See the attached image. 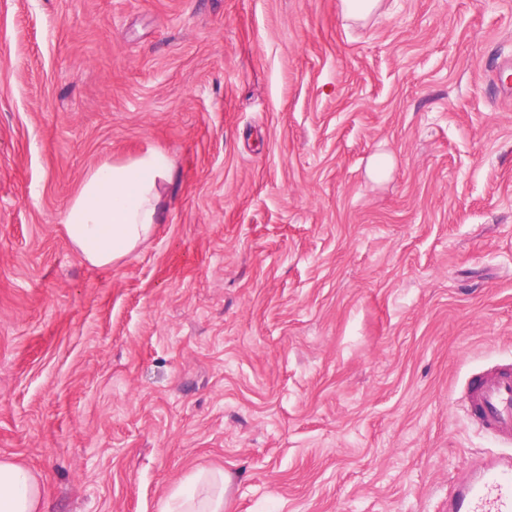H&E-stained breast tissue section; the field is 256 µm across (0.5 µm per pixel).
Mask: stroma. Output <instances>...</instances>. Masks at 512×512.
<instances>
[{
	"mask_svg": "<svg viewBox=\"0 0 512 512\" xmlns=\"http://www.w3.org/2000/svg\"><path fill=\"white\" fill-rule=\"evenodd\" d=\"M173 159L109 267L84 176ZM394 159L390 177L369 160ZM512 363V0H0V458L47 512H447L512 454L466 379ZM347 17L354 20H366L377 11L382 0H342ZM176 506L163 512H223L224 471H201L195 481L179 489Z\"/></svg>",
	"mask_w": 512,
	"mask_h": 512,
	"instance_id": "obj_1",
	"label": "stroma"
}]
</instances>
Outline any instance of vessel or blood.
Segmentation results:
<instances>
[{
	"label": "vessel or blood",
	"instance_id": "obj_1",
	"mask_svg": "<svg viewBox=\"0 0 512 512\" xmlns=\"http://www.w3.org/2000/svg\"><path fill=\"white\" fill-rule=\"evenodd\" d=\"M466 410L482 432L512 443V364L475 375L466 388ZM448 512H512V455L481 461L457 478Z\"/></svg>",
	"mask_w": 512,
	"mask_h": 512
}]
</instances>
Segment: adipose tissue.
Here are the masks:
<instances>
[{"label": "adipose tissue", "instance_id": "ef3b65f1", "mask_svg": "<svg viewBox=\"0 0 512 512\" xmlns=\"http://www.w3.org/2000/svg\"><path fill=\"white\" fill-rule=\"evenodd\" d=\"M172 157L151 149L126 161L106 162L84 177L62 222L78 255L96 267L128 256L161 220ZM172 512H224L223 471L199 472L179 489ZM0 512H45L40 480L31 470L0 460Z\"/></svg>", "mask_w": 512, "mask_h": 512}]
</instances>
